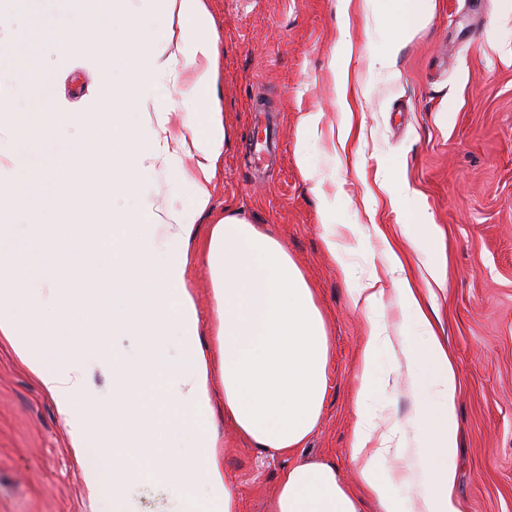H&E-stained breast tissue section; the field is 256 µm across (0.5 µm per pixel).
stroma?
I'll return each mask as SVG.
<instances>
[{
	"label": "stroma",
	"instance_id": "stroma-1",
	"mask_svg": "<svg viewBox=\"0 0 512 512\" xmlns=\"http://www.w3.org/2000/svg\"><path fill=\"white\" fill-rule=\"evenodd\" d=\"M230 134L214 213L231 212L277 238L301 269L330 336L320 422L296 456L270 457L224 421V480L239 512H266L284 468L307 458L335 466L356 488L349 445L358 348L366 317L327 254L322 222L344 225L338 244L354 281L384 274L382 233L404 247L431 287L459 383L456 458L462 512H512V0H430L429 13L388 66L393 14L337 0H207ZM398 41V40H397ZM366 91L345 118L334 73L341 60ZM322 121L307 148L313 180L296 164L302 113ZM353 124L356 141L345 142ZM437 225L443 284L430 276L420 224ZM203 345L213 317L207 263L190 269ZM53 400L0 341V512H109L90 500ZM128 512H177L173 492L134 485Z\"/></svg>",
	"mask_w": 512,
	"mask_h": 512
}]
</instances>
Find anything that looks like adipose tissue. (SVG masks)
<instances>
[{"label": "adipose tissue", "mask_w": 512, "mask_h": 512, "mask_svg": "<svg viewBox=\"0 0 512 512\" xmlns=\"http://www.w3.org/2000/svg\"><path fill=\"white\" fill-rule=\"evenodd\" d=\"M30 10L24 37L0 38V59L33 55L53 43L59 69L17 70L12 86L33 101L29 113L0 106V240L16 220L29 227L12 260L0 261V338L52 397L70 446L86 462L90 491L112 488V512H125L135 483L168 487L179 512H237L224 481L211 389H224V416L255 448L291 455L315 430L328 383L329 336L314 292L272 236L233 214L212 225L205 247L217 347H204L188 287L197 222L211 205L224 164L219 53L205 0H10ZM129 73L111 78L114 60ZM85 63L95 101L68 105L55 94L63 75ZM138 123H131V114ZM82 127L97 149L75 148L41 178H26L45 143ZM190 166H182V158ZM174 174L191 203L161 209L143 201L108 211L116 194L142 179ZM386 290L374 276L350 288L366 313L354 394L350 456L360 492L324 462L288 466L269 512H460L455 495L458 378L434 330L420 288L388 249ZM393 293L410 336L392 337L377 311ZM141 338L132 357L110 351L108 333ZM412 392L407 422L379 430L372 398L383 349ZM96 359L112 384L104 400L87 381ZM187 441L170 456L171 439ZM398 467H390V460Z\"/></svg>", "instance_id": "ef3b65f1"}]
</instances>
